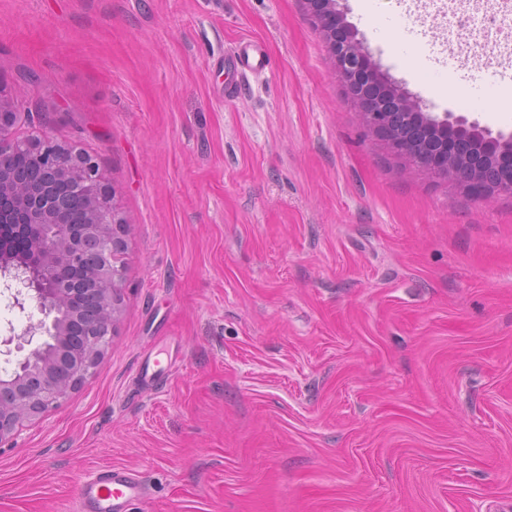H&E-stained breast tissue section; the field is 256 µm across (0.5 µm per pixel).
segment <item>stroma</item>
<instances>
[{"label": "stroma", "instance_id": "stroma-1", "mask_svg": "<svg viewBox=\"0 0 512 512\" xmlns=\"http://www.w3.org/2000/svg\"><path fill=\"white\" fill-rule=\"evenodd\" d=\"M337 7L423 111L512 136V0ZM243 37L270 64L228 97ZM0 93L129 226L110 347L0 445V512H78L105 467L134 512H512V193L394 153L305 0H0Z\"/></svg>", "mask_w": 512, "mask_h": 512}]
</instances>
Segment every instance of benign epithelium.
<instances>
[{
    "instance_id": "benign-epithelium-1",
    "label": "benign epithelium",
    "mask_w": 512,
    "mask_h": 512,
    "mask_svg": "<svg viewBox=\"0 0 512 512\" xmlns=\"http://www.w3.org/2000/svg\"><path fill=\"white\" fill-rule=\"evenodd\" d=\"M307 5L362 122L383 135L394 152L434 174L454 177L479 198L512 193L511 137H493L462 116L451 122L438 120L422 111L417 101L390 89L400 123L416 131L418 138L402 136L391 125L387 96L375 91L384 78L336 0H307ZM18 118L15 103L0 96V270L15 262L27 270L22 286L35 293L43 315L38 329L52 346H36L14 374L0 378V445L12 438L23 420L43 414L74 391L107 351L121 311L120 257L128 232L109 204L92 158L49 139L16 137ZM22 153L46 168L38 191L28 189L8 167L9 160ZM59 182L84 200L85 223L73 226L63 220L64 205L55 192ZM90 251L98 265L94 291L99 310L86 336L76 341L70 329L77 313L67 314L63 308L77 293V283L61 279L59 270L79 269Z\"/></svg>"
}]
</instances>
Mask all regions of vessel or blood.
<instances>
[{"label":"vessel or blood","instance_id":"b4317fda","mask_svg":"<svg viewBox=\"0 0 512 512\" xmlns=\"http://www.w3.org/2000/svg\"><path fill=\"white\" fill-rule=\"evenodd\" d=\"M239 75L259 74L266 70L269 57L263 42L253 38L240 39L228 57ZM142 487L135 475L120 468L104 469L83 487L87 512H131Z\"/></svg>","mask_w":512,"mask_h":512}]
</instances>
